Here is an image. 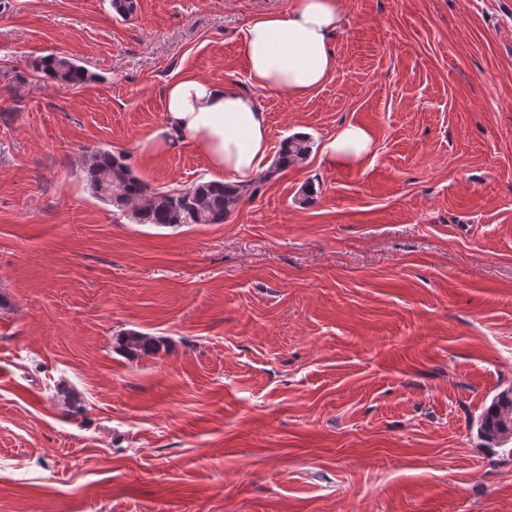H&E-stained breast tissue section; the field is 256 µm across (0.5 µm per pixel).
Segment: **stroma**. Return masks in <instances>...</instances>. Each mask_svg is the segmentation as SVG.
I'll return each instance as SVG.
<instances>
[{
    "instance_id": "stroma-1",
    "label": "stroma",
    "mask_w": 512,
    "mask_h": 512,
    "mask_svg": "<svg viewBox=\"0 0 512 512\" xmlns=\"http://www.w3.org/2000/svg\"><path fill=\"white\" fill-rule=\"evenodd\" d=\"M292 2L0 0V512H512V450L478 433L512 387V0H342L325 83L257 95L270 155L309 154L224 223L88 189L93 147L211 179L144 150L165 88L248 90L242 33ZM347 123L358 167L321 150ZM127 329L163 344L128 357ZM36 68L51 80L67 86L78 87L91 78L85 67L61 55L43 56ZM322 152L332 162L347 167L357 166L374 154V140L366 128L347 124L324 141Z\"/></svg>"
}]
</instances>
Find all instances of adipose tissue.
Returning a JSON list of instances; mask_svg holds the SVG:
<instances>
[{
    "label": "adipose tissue",
    "instance_id": "ef3b65f1",
    "mask_svg": "<svg viewBox=\"0 0 512 512\" xmlns=\"http://www.w3.org/2000/svg\"><path fill=\"white\" fill-rule=\"evenodd\" d=\"M342 9L341 0H297L288 12L264 14L246 27L240 50L251 92L188 73L165 92V119L146 139L145 149L164 152L176 144L199 150L212 175L247 184L263 170L269 129L256 91L304 96L320 87L336 67L329 45ZM322 151L330 161L350 167L374 153L369 131L340 127Z\"/></svg>",
    "mask_w": 512,
    "mask_h": 512
}]
</instances>
